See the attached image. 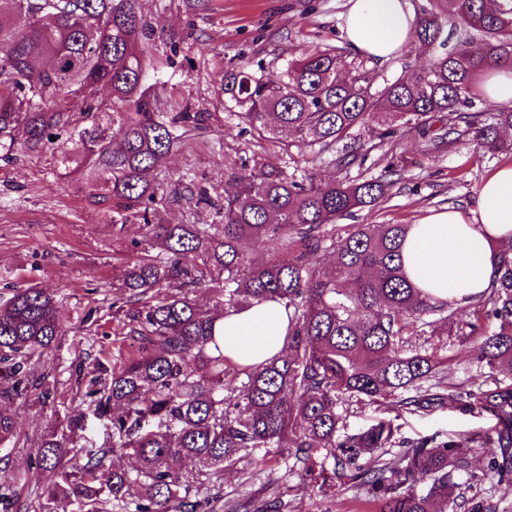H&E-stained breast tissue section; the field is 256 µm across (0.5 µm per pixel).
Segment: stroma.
<instances>
[{
    "mask_svg": "<svg viewBox=\"0 0 512 512\" xmlns=\"http://www.w3.org/2000/svg\"><path fill=\"white\" fill-rule=\"evenodd\" d=\"M153 30L149 51L165 83L164 97L174 111L204 115L207 130L192 147L171 156L165 173L186 175L215 191H223L226 147L248 150L251 136L243 125L224 116V73L245 67L283 65L299 44L349 50L344 31L347 0H140ZM398 150L417 153L418 163L396 184L378 207L365 208L357 224H410L431 212L475 208L479 188L507 155L488 159L472 145L459 144L441 154H426L420 140L406 135ZM138 225L112 229V199L94 191L86 181L61 177L51 148L39 153L18 152L9 163L0 161V296L12 287L34 285L50 293L66 330L56 346L34 361V372L49 385L56 400L28 405L15 398L11 382L0 378V411L17 415L19 435L0 465L24 474L35 457L42 430L55 415H77L84 391L75 383L79 370L95 359L112 358L120 345L114 336L116 306L125 302L124 289L112 281L127 260V247L139 238ZM343 430L355 433L392 419L396 441L484 427L480 418L445 409L401 414L367 401H351L342 414ZM494 447L479 449L469 473H481ZM458 474L464 502L492 512H512V486L489 481L472 483ZM250 500L254 512L280 502L279 512H380L378 502L364 491L336 486L320 493L297 470L277 465L268 470L240 463L225 471L221 498L214 512H226L239 500Z\"/></svg>",
    "mask_w": 512,
    "mask_h": 512,
    "instance_id": "35a3bbf8",
    "label": "stroma"
}]
</instances>
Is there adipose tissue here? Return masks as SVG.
<instances>
[{
  "mask_svg": "<svg viewBox=\"0 0 512 512\" xmlns=\"http://www.w3.org/2000/svg\"><path fill=\"white\" fill-rule=\"evenodd\" d=\"M345 32L351 47L386 61L408 45L416 22L408 0H348ZM512 244V164L483 181L469 212H437L413 224L403 245L409 279L432 299L464 305L490 286L500 252ZM288 312L266 300L226 315L221 325L224 353L255 365L280 355L286 346Z\"/></svg>",
  "mask_w": 512,
  "mask_h": 512,
  "instance_id": "obj_1",
  "label": "adipose tissue"
}]
</instances>
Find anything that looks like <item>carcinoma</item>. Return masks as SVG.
I'll return each instance as SVG.
<instances>
[{
    "mask_svg": "<svg viewBox=\"0 0 512 512\" xmlns=\"http://www.w3.org/2000/svg\"><path fill=\"white\" fill-rule=\"evenodd\" d=\"M457 22L452 44L448 26ZM146 27L139 0H0V160L62 140L61 165L84 168L112 195V223L134 219L143 234L113 284L129 291L118 335L130 350L96 362L87 408L42 433L26 481L75 512H209L225 471L292 457L321 493L332 478L370 488L380 512H457L453 473L468 471L473 451L491 443L489 474L511 485L512 249L462 318L408 279L401 250L410 225L338 220L377 206L403 179L413 160L402 153L376 176L363 171L370 152L394 138L413 134L430 153L460 140L491 159L512 151L501 137L512 107L485 112L474 93L485 69L512 65V0H435L417 15L412 38L432 55L392 80L377 83L363 63L319 47L267 71L225 72V115L248 126L255 149L248 157L224 150L233 189L216 198L192 179L171 187L159 177L186 148V133L205 126L197 112H167L147 84ZM100 86L112 90L107 108L70 111L66 96ZM270 148L290 160L328 159L345 175L325 179L314 167L288 175L266 163ZM171 200L206 205L220 223L163 224ZM249 241L270 257L256 262ZM327 251L336 256L330 266L321 263ZM201 289L215 295L213 306L196 303ZM268 299L288 309L285 354L233 362L216 324ZM441 326L477 347L476 373L445 374L447 343L432 339ZM62 333L43 289L17 288L0 302V367L14 396L34 394L31 360ZM50 395L44 387L37 399ZM344 397L414 414L448 408L492 425L395 452L388 421L340 434ZM17 428L0 413V451ZM365 454L373 464L359 463ZM110 455L121 462L106 463ZM186 460L194 466L180 467ZM16 482L0 469L3 512Z\"/></svg>",
    "mask_w": 512,
    "mask_h": 512,
    "instance_id": "carcinoma-1",
    "label": "carcinoma"
}]
</instances>
